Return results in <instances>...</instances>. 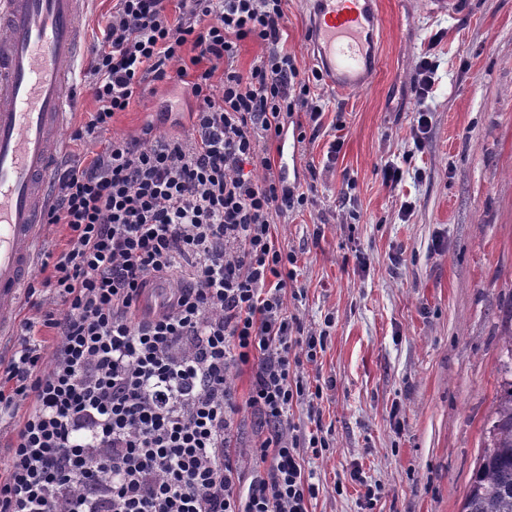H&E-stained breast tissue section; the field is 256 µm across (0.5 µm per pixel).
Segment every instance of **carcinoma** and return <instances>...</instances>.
Here are the masks:
<instances>
[{
	"label": "carcinoma",
	"mask_w": 512,
	"mask_h": 512,
	"mask_svg": "<svg viewBox=\"0 0 512 512\" xmlns=\"http://www.w3.org/2000/svg\"><path fill=\"white\" fill-rule=\"evenodd\" d=\"M503 350L502 388L461 512H512V330L504 337Z\"/></svg>",
	"instance_id": "cac0c4a2"
}]
</instances>
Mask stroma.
Wrapping results in <instances>:
<instances>
[{
	"label": "stroma",
	"instance_id": "obj_1",
	"mask_svg": "<svg viewBox=\"0 0 512 512\" xmlns=\"http://www.w3.org/2000/svg\"><path fill=\"white\" fill-rule=\"evenodd\" d=\"M469 2L465 15L443 18L426 0H379L384 39L370 84L315 89L323 126L300 144L295 168L301 180L317 170L315 202L275 226L306 291L288 300L289 314L308 330L335 318L317 366L305 369L323 387L331 442L307 459L321 487L313 512H362L356 467L384 488L375 512H461L486 444L512 326V0ZM285 12V50L299 69H316L307 0H287ZM427 46L438 64L434 122L418 151L410 87ZM95 106L80 75L58 162L147 127L194 137L190 99L175 82H145L108 132L73 140ZM388 163L404 171L394 189L383 183ZM405 200L412 210L402 217Z\"/></svg>",
	"mask_w": 512,
	"mask_h": 512
}]
</instances>
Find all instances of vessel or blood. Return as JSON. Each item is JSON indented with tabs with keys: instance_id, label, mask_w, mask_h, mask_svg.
<instances>
[{
	"instance_id": "1",
	"label": "vessel or blood",
	"mask_w": 512,
	"mask_h": 512,
	"mask_svg": "<svg viewBox=\"0 0 512 512\" xmlns=\"http://www.w3.org/2000/svg\"><path fill=\"white\" fill-rule=\"evenodd\" d=\"M83 0H0V335L9 336L51 204L50 177L90 46ZM383 27L376 0H315L311 48L328 85L367 86Z\"/></svg>"
}]
</instances>
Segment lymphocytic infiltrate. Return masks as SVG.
Masks as SVG:
<instances>
[{
	"label": "lymphocytic infiltrate",
	"instance_id": "1",
	"mask_svg": "<svg viewBox=\"0 0 512 512\" xmlns=\"http://www.w3.org/2000/svg\"><path fill=\"white\" fill-rule=\"evenodd\" d=\"M285 0H117L88 72L96 108L75 139L108 131L146 79L180 82L197 138H115L86 161L56 170L48 221L63 225L15 350L0 367V423L13 429L0 512H311L320 488L306 468L329 441L292 409L321 420L316 363L325 333L287 312L300 298L295 252L275 240L276 219L302 211L314 185L289 186L271 147L305 141L324 110L311 94L319 72L285 51ZM267 51L234 67L241 41ZM437 66L423 54L411 90L422 148ZM180 275L153 316L136 300ZM62 309H44L39 288ZM57 341L44 363L40 336ZM252 370L245 403L230 377ZM27 402L17 414V402ZM257 411L267 434L251 475L236 464L235 418Z\"/></svg>",
	"mask_w": 512,
	"mask_h": 512
}]
</instances>
